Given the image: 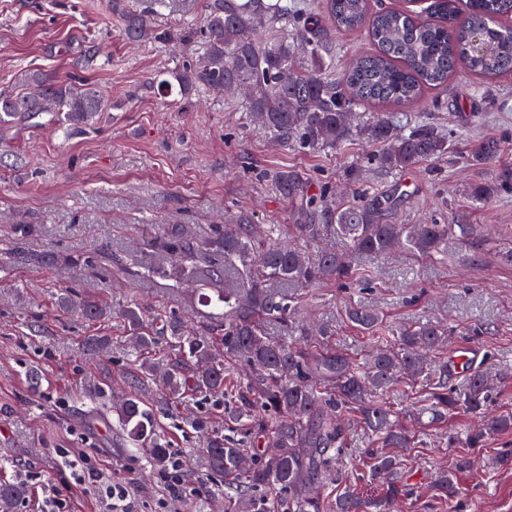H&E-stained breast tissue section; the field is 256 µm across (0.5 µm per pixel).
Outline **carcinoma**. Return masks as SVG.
Returning <instances> with one entry per match:
<instances>
[{"label": "carcinoma", "mask_w": 512, "mask_h": 512, "mask_svg": "<svg viewBox=\"0 0 512 512\" xmlns=\"http://www.w3.org/2000/svg\"><path fill=\"white\" fill-rule=\"evenodd\" d=\"M112 0L123 22L121 35L131 41L198 43L191 56L164 80L167 92L178 88L188 98L203 88L241 92L248 112L281 142L310 151L336 149L354 137L379 146L380 168L401 173L448 153L449 139L430 126L403 133L384 115L363 117L365 103L406 104L421 90L440 88L460 62L480 75L512 74V0H431L420 11H371L368 0H326L322 13L297 0H205L200 20L180 30H159L165 11H181L195 0ZM366 30L375 45L344 73L334 74L336 32ZM479 31L488 51L476 54L470 35ZM104 95L87 80L30 71L21 88L0 92V132L31 124L45 114L76 132L103 111ZM512 147L499 138L472 143L466 160L494 167L490 181L468 190L483 204L512 192V164L503 155ZM273 182L295 203L293 228L304 243L343 242L344 251L324 247L315 257L282 239L269 224L268 242L256 238L246 215L233 224H216L205 241L171 227L152 242L153 253L177 270L178 280L207 286L198 302L214 324L192 331L175 310L155 313L129 300L119 312L125 341L139 354L132 380L150 381L178 404L217 400L224 387H235L238 405L224 417V430L196 418L192 425L207 434L197 464L210 479L224 484L235 512H394L413 498L398 477L406 452L415 444L414 425L443 427L463 412L478 425L450 429L447 444L458 449L455 466L429 484L425 495L451 503L458 495L456 473L470 469L468 449L483 448L512 433V414L491 416L494 378L485 368L462 367L457 384L448 379V358L436 364L429 355L444 354L446 329L431 321L395 326L361 303L344 307L346 322L370 341L366 360L357 363L336 343L326 324L319 336L295 322L300 290L312 283L359 278L352 263L361 253L386 254L401 248L435 260L448 259V243L457 241L475 253L487 249L476 224H391L395 200L359 195L340 202L309 186L294 170L279 171ZM205 253L208 260L198 261ZM56 257L18 247L10 262L19 267L47 265ZM57 306L87 322L112 316L107 304L66 292ZM271 324L288 325L301 339L268 333ZM111 343L108 336H86L84 350L96 355ZM419 395L422 405L402 415L384 401L389 393ZM127 438L149 442L153 464L169 463V448L158 431L152 408L140 394L112 405ZM367 437L368 447H351V431ZM363 458L357 483L342 471L343 459ZM375 484L378 494L364 499L357 484ZM25 485L0 479V512H15L27 496Z\"/></svg>", "instance_id": "cac0c4a2"}]
</instances>
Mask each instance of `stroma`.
<instances>
[{
  "label": "stroma",
  "instance_id": "1",
  "mask_svg": "<svg viewBox=\"0 0 512 512\" xmlns=\"http://www.w3.org/2000/svg\"><path fill=\"white\" fill-rule=\"evenodd\" d=\"M110 0H0V90H13L33 70L69 78L85 46L102 56L86 71L109 99L93 126L80 134L55 125L10 131L0 141L13 158L0 165V474L28 485L17 512H39L42 488L57 489L65 512H103L98 486L112 482L128 492L130 512H224L223 491L201 493L205 475L187 463L180 492L150 467L143 445L131 444L115 415L89 399L93 387L106 400L125 392L130 365L119 320L89 324L59 312L56 297L69 288L120 309L130 297L200 320L191 287H161L142 280L129 260L166 226L210 237L213 225L238 215L257 227L287 228L293 207L268 176L286 168L303 176L312 192L342 187L346 168L360 170L355 189L371 195L405 185L411 198L390 214L400 224H478L500 243L512 240V195L474 204L471 184L489 169L471 167L463 155L485 137L512 140V74L495 78L459 64L445 86L425 91L411 105H373L398 129L417 123L452 128L446 155L401 173L376 167L373 145L356 138L336 150L303 151L277 143L250 121L242 99L195 91L188 101L162 97L157 82L190 56L193 45L152 40L132 43L120 34ZM14 224L33 228L24 246L59 255V262L14 268L7 259ZM81 254V265L66 263ZM365 284L327 282L306 289L299 310L330 324L336 341L360 355L366 338L342 318L345 303L377 308L391 322L447 323L449 356L466 349L475 364L512 367V263L496 250L471 255L458 244L444 261L402 251L363 254L354 260ZM37 316L41 333L26 322ZM114 337L109 355L86 359L83 337ZM213 413L211 403L175 405L160 417L171 454L187 458L202 447L184 421L188 412ZM437 431L418 430L409 451L407 480L421 490L454 460L435 447ZM490 450V449H489ZM488 449L472 450L473 467L458 473L455 508L430 503L424 512H512V467L488 469ZM85 455L94 474L75 481L60 466L62 453Z\"/></svg>",
  "mask_w": 512,
  "mask_h": 512
}]
</instances>
